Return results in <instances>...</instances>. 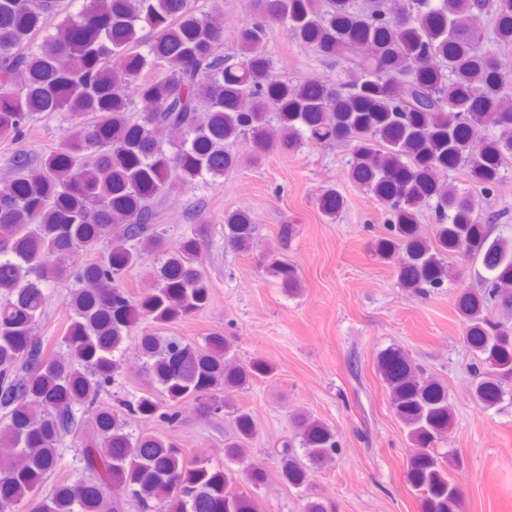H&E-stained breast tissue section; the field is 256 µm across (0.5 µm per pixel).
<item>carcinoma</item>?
<instances>
[{"label":"carcinoma","instance_id":"obj_1","mask_svg":"<svg viewBox=\"0 0 512 512\" xmlns=\"http://www.w3.org/2000/svg\"><path fill=\"white\" fill-rule=\"evenodd\" d=\"M63 10L61 0H0V135L22 137L39 112L72 119L58 150L36 164L19 160L0 187V505L17 512L29 499L34 512H157L165 502L169 512H256L235 490L233 471L187 457L166 435L131 428L136 418L175 425L191 399L202 416L230 410L224 455L247 456L253 418L229 408L224 394L271 367L237 363L221 335L197 345L151 330L206 309L211 295L201 231L169 251L161 203L236 167L227 145L238 140L255 162L274 147L354 142L349 174L386 214L377 254H406L405 287H442L452 255L479 260L489 273L482 288L458 296L463 339L478 361L472 395L490 408L512 393V325L484 315L496 301L512 306V238L491 237L474 201L447 181L462 168L487 189L512 168V57L501 55L512 46V0H369L359 8L352 0H257L231 53L221 14L200 18L191 0H84L78 17L63 16L55 34L38 39ZM487 18L495 51L483 47ZM272 22L344 63L342 88L278 77L266 53ZM145 28L150 42L139 35ZM489 127L493 135L473 151V137ZM174 130L183 139L170 152ZM432 200L441 223L429 242L417 221ZM342 205L337 193L322 195L329 219ZM257 235L247 213L224 216L231 248L248 252ZM99 248L100 259L73 268L76 255ZM149 256L158 263L155 288L135 299L124 281ZM271 267L297 287L286 258L273 255ZM60 278L84 287L66 302V352L53 354L38 324L46 284ZM131 342L149 388L126 399L112 387ZM378 367L416 447L411 480L426 512H455L453 458L434 449L453 421L448 392L396 350ZM293 427L303 455L285 440L276 460L300 487L337 444L307 414ZM66 436L80 439L88 477L45 493Z\"/></svg>","mask_w":512,"mask_h":512}]
</instances>
